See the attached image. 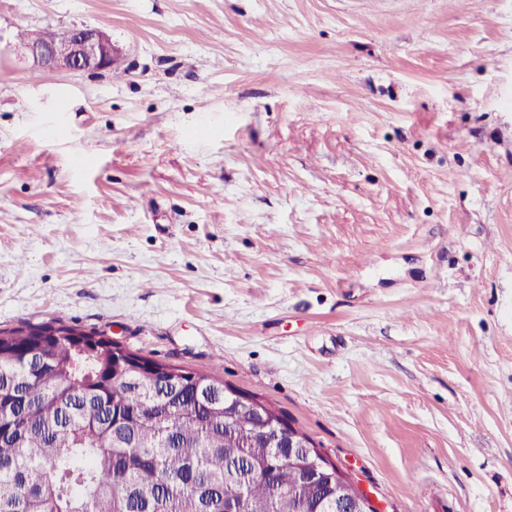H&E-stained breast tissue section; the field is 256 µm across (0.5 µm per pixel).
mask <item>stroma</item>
Listing matches in <instances>:
<instances>
[{
  "label": "stroma",
  "mask_w": 512,
  "mask_h": 512,
  "mask_svg": "<svg viewBox=\"0 0 512 512\" xmlns=\"http://www.w3.org/2000/svg\"><path fill=\"white\" fill-rule=\"evenodd\" d=\"M106 28L42 80L19 28ZM512 0H0V328L271 401L379 512H512Z\"/></svg>",
  "instance_id": "35a3bbf8"
}]
</instances>
